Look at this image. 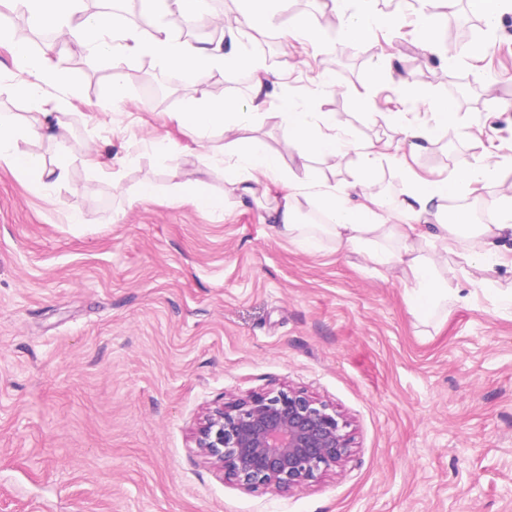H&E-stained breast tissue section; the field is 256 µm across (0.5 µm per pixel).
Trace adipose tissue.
Returning <instances> with one entry per match:
<instances>
[{
    "label": "adipose tissue",
    "mask_w": 512,
    "mask_h": 512,
    "mask_svg": "<svg viewBox=\"0 0 512 512\" xmlns=\"http://www.w3.org/2000/svg\"><path fill=\"white\" fill-rule=\"evenodd\" d=\"M352 1L355 0H321L335 17L343 43L351 47L368 35L377 20L373 0H357L361 3L357 11L351 7ZM11 2L15 9L28 14L35 30L53 35L52 40L42 42L33 51L25 43L12 40L9 32L0 27V45H7L14 61L29 72V80L14 85L13 90L33 115L32 122L23 123L15 113H0V162L24 175L38 192L63 179L71 164V157L64 150L49 164L41 155L19 148L20 142L27 139L61 143L69 132L68 113L62 112L60 101L49 97L46 91L47 86L63 80L61 40H70L77 46L89 68L110 63L109 93L115 99L124 95L125 67L143 54L161 61L170 73L189 74L200 82L227 67L246 70L260 87L280 79L279 73L265 68L257 57L226 52L223 42L187 38L162 26L145 34L110 8L87 11L84 0ZM287 8L288 0H250L247 23L258 30L284 15L288 18L287 35H298L311 43L322 42L320 30L301 16L287 15ZM264 107V102L255 101L249 111L240 112L224 100L190 97L173 118L182 133L198 145L212 133L223 134L224 175L232 189L252 196L262 183L281 187L280 197L268 212L276 233L299 235L309 249L316 248L319 236L324 235L336 249H355L373 264L399 268L408 283L409 311L424 322L462 302L463 295L461 289L451 285L457 276L456 268L448 266L437 271L434 260L424 255L423 244H436L440 259L453 255L480 271L512 267V186L501 188L493 202L498 213L494 224L470 223L464 211L447 206L448 200L465 191L499 180L504 165L500 155L486 154L477 163L463 165L438 180H423L412 170H405L411 189L400 208L408 221L391 224L387 221L389 202L371 190L375 160L371 146L360 148V173L349 191L338 190L327 182L290 170L281 153L271 151L262 139L238 138V131L251 125ZM430 107L437 116L436 124L431 126L407 123L400 112H373L369 118L399 130L415 147L419 142L433 140L457 120L448 103L434 101ZM276 109L284 151L296 153L301 161H308L315 154L336 156L351 148V140L336 129L335 113L308 111L289 97L278 99ZM350 191L359 196V203L347 201ZM304 202L324 215V223H302L300 205Z\"/></svg>",
    "instance_id": "obj_1"
}]
</instances>
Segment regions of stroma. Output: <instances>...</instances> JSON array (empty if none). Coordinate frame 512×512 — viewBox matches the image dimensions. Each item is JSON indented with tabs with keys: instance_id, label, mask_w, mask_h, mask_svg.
I'll return each mask as SVG.
<instances>
[{
	"instance_id": "35a3bbf8",
	"label": "stroma",
	"mask_w": 512,
	"mask_h": 512,
	"mask_svg": "<svg viewBox=\"0 0 512 512\" xmlns=\"http://www.w3.org/2000/svg\"><path fill=\"white\" fill-rule=\"evenodd\" d=\"M374 8L400 14L399 25L349 49L333 28L322 48L266 29L255 55L281 75L268 102L288 96L335 113L338 130L373 146V191L396 204L407 166L443 178L492 150L512 176V111L498 110L512 100V24L474 28L481 50L447 63L420 44L398 0ZM63 54L65 180L36 193L0 162V512H512V310L490 294L512 289V272L458 275L469 301L421 323L400 272L326 238L307 251L276 235L263 197L231 195L218 212L175 198L189 178L205 176L219 194L226 184L223 168L205 166L223 137L197 147L173 112L201 95L248 109L252 81L241 71L175 84L143 56L126 66L114 102L108 66L88 69L70 46ZM381 65L387 77L372 81ZM324 71L343 93L321 91ZM406 73L436 100L443 89L431 75L463 90L452 137L416 150L370 121L401 112L434 123L402 96ZM26 78L0 48V111L24 122L11 86ZM488 83L497 99L482 98ZM92 145L134 161L105 175L85 162ZM360 163L352 149L308 166L341 188ZM146 181L155 195L137 198ZM288 387L333 405L354 452L291 493L242 490L198 454V423L225 398Z\"/></svg>"
}]
</instances>
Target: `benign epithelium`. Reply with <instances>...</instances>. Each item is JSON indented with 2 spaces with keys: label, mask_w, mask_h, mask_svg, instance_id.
Listing matches in <instances>:
<instances>
[{
  "label": "benign epithelium",
  "mask_w": 512,
  "mask_h": 512,
  "mask_svg": "<svg viewBox=\"0 0 512 512\" xmlns=\"http://www.w3.org/2000/svg\"><path fill=\"white\" fill-rule=\"evenodd\" d=\"M348 422L330 404L295 389L224 401L208 410L196 448L243 488H303L352 453Z\"/></svg>",
  "instance_id": "benign-epithelium-1"
}]
</instances>
